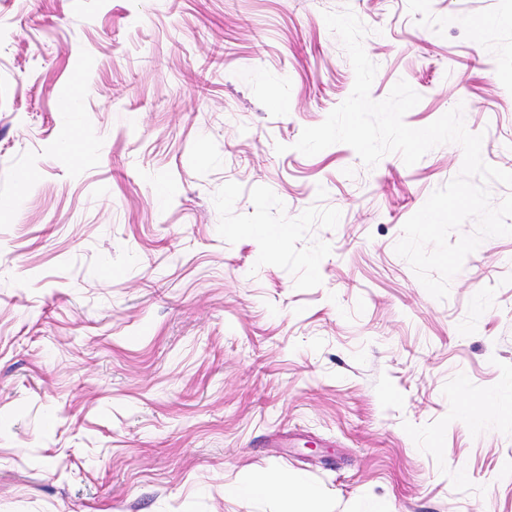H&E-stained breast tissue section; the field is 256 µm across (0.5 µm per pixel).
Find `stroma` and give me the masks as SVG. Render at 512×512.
<instances>
[{
    "label": "stroma",
    "instance_id": "1",
    "mask_svg": "<svg viewBox=\"0 0 512 512\" xmlns=\"http://www.w3.org/2000/svg\"><path fill=\"white\" fill-rule=\"evenodd\" d=\"M346 8L512 171V0H0V512H512V236L442 301L394 251L461 147L294 148ZM273 489H281L302 497L313 495L312 490L298 485L288 474L280 472L272 473L264 479L250 480L234 487L235 493L242 496L267 494Z\"/></svg>",
    "mask_w": 512,
    "mask_h": 512
}]
</instances>
